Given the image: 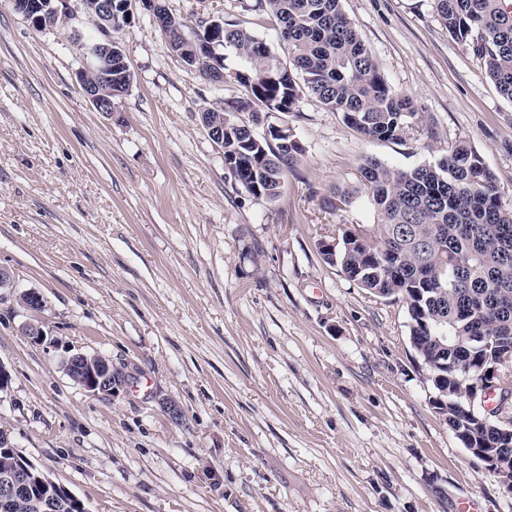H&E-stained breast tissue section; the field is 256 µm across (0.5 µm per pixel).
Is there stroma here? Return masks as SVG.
<instances>
[{"instance_id":"1","label":"stroma","mask_w":512,"mask_h":512,"mask_svg":"<svg viewBox=\"0 0 512 512\" xmlns=\"http://www.w3.org/2000/svg\"><path fill=\"white\" fill-rule=\"evenodd\" d=\"M341 4L417 118L371 140L302 95L271 121L305 152L269 202L235 182L201 121L244 89L168 53L140 0L113 34L132 83L108 114L76 79L97 33L85 15L38 31L0 0V267L15 282L0 299V426L87 512H512L435 409L404 300L318 250L376 224L368 196L327 205L366 157L408 169L465 141L512 201V102L432 0ZM166 5L186 34L221 16L284 51L239 0ZM95 353L112 361L111 394L63 368Z\"/></svg>"}]
</instances>
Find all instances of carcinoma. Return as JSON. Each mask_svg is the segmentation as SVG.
<instances>
[{
	"label": "carcinoma",
	"mask_w": 512,
	"mask_h": 512,
	"mask_svg": "<svg viewBox=\"0 0 512 512\" xmlns=\"http://www.w3.org/2000/svg\"><path fill=\"white\" fill-rule=\"evenodd\" d=\"M276 21L288 50L284 62L259 36L234 21L205 26L193 36L185 24L163 30L167 51L207 79L234 81L246 99L229 110L213 109L224 121V166L248 194L272 201L302 146L280 130L259 136L237 113L258 107L291 112L303 91L342 114L362 135L396 140L416 112L393 89L360 39L340 0H256ZM448 34L470 45L501 95L512 102V7L505 0H434ZM223 32V49L237 69L219 72L210 32ZM357 182L377 211V234L349 229L336 252L321 251L342 274L379 297L400 296L417 337L422 360L433 370L432 384L445 404L436 406L455 435L468 434V447L486 444L488 429H473L463 411L474 369L512 344V202L503 201L479 154L461 141L435 164L408 170L367 159ZM446 336V349L434 341Z\"/></svg>",
	"instance_id": "cac0c4a2"
}]
</instances>
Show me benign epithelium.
<instances>
[{
	"label": "benign epithelium",
	"instance_id": "obj_1",
	"mask_svg": "<svg viewBox=\"0 0 512 512\" xmlns=\"http://www.w3.org/2000/svg\"><path fill=\"white\" fill-rule=\"evenodd\" d=\"M132 0H124L123 12L112 8V0H96L92 19L99 29L108 34L110 31L125 26L130 21ZM16 12L30 23L32 28L46 30L48 20L67 19L71 17L70 0H27L16 7ZM112 37L96 40L85 44V55L93 63V70L100 80L112 81V68L127 65L124 53L113 55ZM87 69L79 71V81L85 96L98 112L110 113L114 105L113 98L121 95L115 91L113 95L101 93L100 84L85 79ZM512 364V347L503 350L498 361L482 365L478 368L466 399L470 408H475V400L486 401L490 396H504L499 382L501 369ZM65 369L69 377L85 391L93 396L112 394V361L104 355L79 354L65 361ZM494 448L490 449L493 456L503 457L512 447V429L494 424ZM40 483L48 493L31 502L36 512H59L64 503L68 502L77 508V512H87L84 504L65 487L57 484L44 472L36 470V466L26 458H15L12 466L0 472V499L7 502L18 500L26 495L31 482Z\"/></svg>",
	"mask_w": 512,
	"mask_h": 512
}]
</instances>
